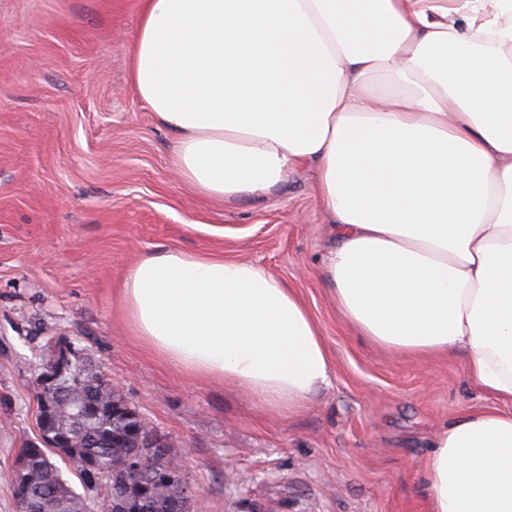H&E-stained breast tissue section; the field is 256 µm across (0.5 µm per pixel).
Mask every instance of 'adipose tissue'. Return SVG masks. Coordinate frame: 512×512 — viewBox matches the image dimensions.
Segmentation results:
<instances>
[{"instance_id":"obj_1","label":"adipose tissue","mask_w":512,"mask_h":512,"mask_svg":"<svg viewBox=\"0 0 512 512\" xmlns=\"http://www.w3.org/2000/svg\"><path fill=\"white\" fill-rule=\"evenodd\" d=\"M130 82L202 194L260 195L313 165L345 319L460 357L512 405V0H142ZM122 312L164 360L269 408L332 384L304 302L253 264L144 256ZM432 446L429 512H512V412L459 414Z\"/></svg>"}]
</instances>
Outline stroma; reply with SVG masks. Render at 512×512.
Wrapping results in <instances>:
<instances>
[{"instance_id": "stroma-1", "label": "stroma", "mask_w": 512, "mask_h": 512, "mask_svg": "<svg viewBox=\"0 0 512 512\" xmlns=\"http://www.w3.org/2000/svg\"><path fill=\"white\" fill-rule=\"evenodd\" d=\"M138 23L139 0H0V512H18L14 463L40 443L38 377L59 339L164 438L199 512H427L434 435L493 400L462 359L397 353L346 321L312 166L224 201L177 175L174 134L129 80ZM167 250L245 260L294 290L332 387L288 415L145 347L121 281Z\"/></svg>"}]
</instances>
